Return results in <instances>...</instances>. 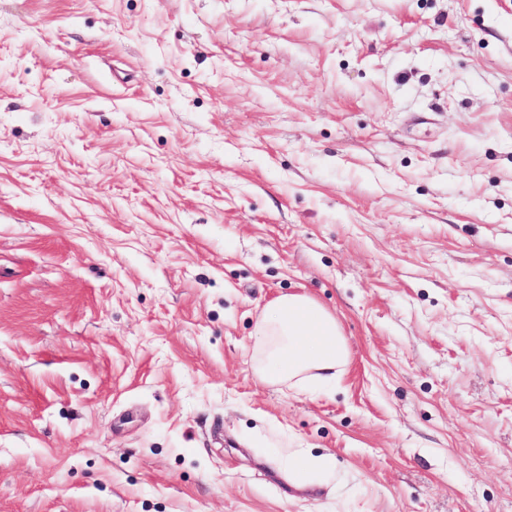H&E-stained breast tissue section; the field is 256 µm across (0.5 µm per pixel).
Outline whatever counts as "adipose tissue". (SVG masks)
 <instances>
[{
  "label": "adipose tissue",
  "mask_w": 512,
  "mask_h": 512,
  "mask_svg": "<svg viewBox=\"0 0 512 512\" xmlns=\"http://www.w3.org/2000/svg\"><path fill=\"white\" fill-rule=\"evenodd\" d=\"M256 339L266 359L261 372L273 381L310 371L330 382L347 357L346 341L335 318L311 298H277L256 325Z\"/></svg>",
  "instance_id": "1"
}]
</instances>
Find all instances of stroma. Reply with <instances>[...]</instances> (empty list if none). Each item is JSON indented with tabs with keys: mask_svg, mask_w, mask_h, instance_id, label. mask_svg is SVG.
Returning <instances> with one entry per match:
<instances>
[{
	"mask_svg": "<svg viewBox=\"0 0 512 512\" xmlns=\"http://www.w3.org/2000/svg\"><path fill=\"white\" fill-rule=\"evenodd\" d=\"M0 512H512V0H0ZM256 339L266 359L260 371L272 381L288 380L310 371L314 378L336 380V368L347 357L346 341L336 319L301 294L277 298L256 325Z\"/></svg>",
	"mask_w": 512,
	"mask_h": 512,
	"instance_id": "35a3bbf8",
	"label": "stroma"
}]
</instances>
